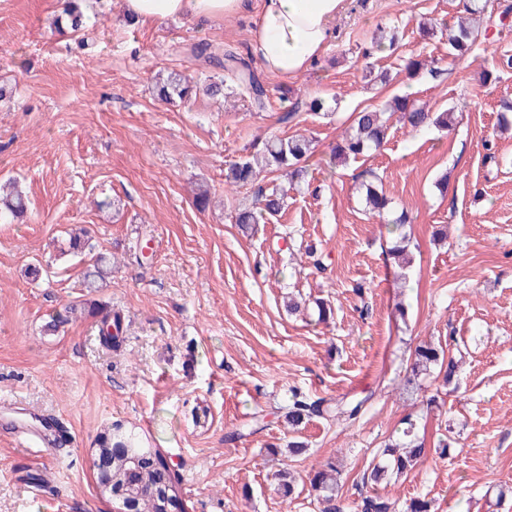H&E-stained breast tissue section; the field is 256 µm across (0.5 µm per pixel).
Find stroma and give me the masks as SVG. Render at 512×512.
<instances>
[{"mask_svg": "<svg viewBox=\"0 0 512 512\" xmlns=\"http://www.w3.org/2000/svg\"><path fill=\"white\" fill-rule=\"evenodd\" d=\"M469 0H350L324 55L301 76L267 72L249 52L252 17L212 23L128 24L122 0L82 35L54 30V0H0V182L26 195L27 218L0 223V400L12 414L54 418L68 443L37 452L0 429V512H119L96 485L95 450L113 425L171 459L189 512H319L310 480L342 465L345 506L405 417L430 453L390 497L431 500L432 512H512V26L507 0H487L471 51L448 53L445 27ZM388 49L364 56L378 30ZM230 51L265 90L256 105L226 83L224 99L197 93L168 104L154 77L178 70L206 83L215 69L194 53ZM412 58L434 61L407 78ZM395 95L454 128L412 133L393 124L383 148L347 166L332 149L353 112ZM322 99L328 115L309 111ZM314 140L308 177L285 212L245 230L238 208L278 184H227V167L277 134ZM407 212L412 267L393 275L395 239L365 210L360 184ZM212 202L198 209L197 183ZM448 239L434 241L435 226ZM87 228L95 254L73 256L69 232ZM112 262L98 288L96 254ZM40 277H32L31 267ZM309 302L288 314L289 297ZM329 300L322 323L311 304ZM85 313L49 333L50 315ZM103 305L124 315L125 341H99ZM441 345L460 364L454 385L429 376L403 388L415 347ZM351 402L350 422L286 419L292 391ZM447 440V456L435 454ZM305 451L290 454L288 444ZM296 477L292 496L275 473Z\"/></svg>", "mask_w": 512, "mask_h": 512, "instance_id": "obj_1", "label": "stroma"}]
</instances>
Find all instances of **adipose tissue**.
<instances>
[{
    "label": "adipose tissue",
    "instance_id": "adipose-tissue-1",
    "mask_svg": "<svg viewBox=\"0 0 512 512\" xmlns=\"http://www.w3.org/2000/svg\"><path fill=\"white\" fill-rule=\"evenodd\" d=\"M345 4L346 0H124L126 15L142 24L219 21L255 10L252 53L267 71L283 77L302 75L320 59Z\"/></svg>",
    "mask_w": 512,
    "mask_h": 512
}]
</instances>
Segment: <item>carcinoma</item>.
<instances>
[{
    "label": "carcinoma",
    "instance_id": "1",
    "mask_svg": "<svg viewBox=\"0 0 512 512\" xmlns=\"http://www.w3.org/2000/svg\"><path fill=\"white\" fill-rule=\"evenodd\" d=\"M86 23V14L77 5L64 15L55 18L53 25L58 29L67 27L74 32L81 30ZM474 43L471 26L466 19L461 18L456 26L448 29V46L450 54L463 56L471 50ZM214 66L221 68L238 81L247 85L253 99L263 104L265 90L254 78L253 74L245 73L247 68L243 62L229 53L224 62H216ZM193 90L190 78L180 72L169 71L160 82L159 96L169 102L189 99ZM397 117L404 127L410 131H421L434 127L448 130L454 126V113L428 112L416 107L403 97L394 98L384 110L363 109L357 112L352 125L346 129L334 148L336 159L346 162L356 160L379 151L387 141V122ZM312 154V141L303 134L291 136L274 135L265 143L262 151L247 156L231 164L225 174V182L236 186H247L254 183L261 172L267 170L278 172L294 185L301 181L305 168L300 163ZM365 188V206L372 214H382L389 208L390 199L372 182L363 183ZM288 189L275 186L261 194V207L258 210L244 208L236 212L235 223L246 228L251 224L274 217L282 212ZM26 211L23 195L11 185H0V221L8 223L21 218ZM121 314L117 311L100 309V335L108 344L120 341L122 333ZM437 368L442 372L444 384H449L456 373L453 360L445 358V351L431 345H421L415 349L414 360L407 372L404 385L415 392L420 389L421 375ZM366 399L356 402H338L334 405L323 400L309 401L298 393L292 394L288 404V422L295 426L313 416L334 415L336 420H354L360 414ZM406 428L403 435L406 443L399 446L390 445L383 449L382 458L378 463L364 473V484L370 487L368 494L361 498L356 506L358 512H431L432 501L425 498H412L399 508L397 500L382 495L376 485L388 483L403 475L418 465L427 455L423 443L417 441L416 421L404 420ZM98 462L107 465L109 477L112 480V494L109 498L121 509L131 506L133 512H166L165 500L161 492L170 488V493L178 501L180 512H188V506L183 499L179 481L169 468L166 457L158 448H143L132 436L119 433L104 438L96 448ZM340 470L333 462L326 463L322 469L315 472L311 486L318 492V502L322 505L321 512H342L337 501L336 487Z\"/></svg>",
    "mask_w": 512,
    "mask_h": 512
}]
</instances>
